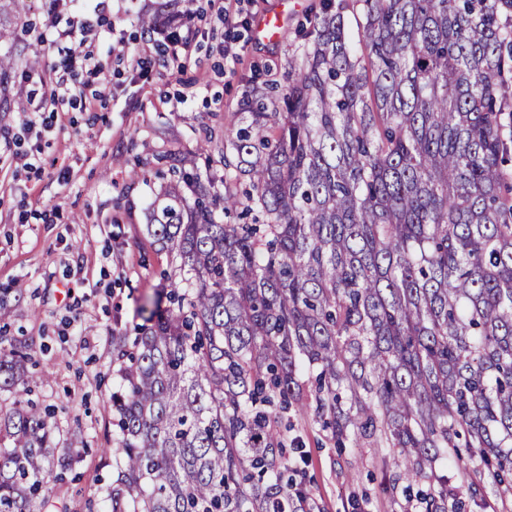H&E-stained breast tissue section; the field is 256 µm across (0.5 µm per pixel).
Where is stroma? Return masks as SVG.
<instances>
[{
	"instance_id": "1",
	"label": "stroma",
	"mask_w": 512,
	"mask_h": 512,
	"mask_svg": "<svg viewBox=\"0 0 512 512\" xmlns=\"http://www.w3.org/2000/svg\"><path fill=\"white\" fill-rule=\"evenodd\" d=\"M320 0H239L231 24L218 21L225 0H197L200 15L190 64L175 73L159 65L140 75L138 58L153 54L136 23L116 18L105 0L87 43L94 58L109 50L126 61L108 63L100 84L83 88L87 109L63 104L52 128L25 137L22 119L29 98L53 89L46 0H34L16 25L25 29L31 51L41 58L28 79L12 84L13 110L0 126L19 139V152L37 154L40 171L17 158L0 161V291L22 288L24 299L11 313L9 336L29 342V371L43 372L30 391L0 392V404L33 399L50 413L57 447L68 462L60 479L49 480L40 512H106L120 433L112 394L123 379L124 361L113 358L116 342L133 346L141 332L142 306L163 296L179 272L172 254L145 231L144 212L161 191L156 156L166 149L196 156L199 171L219 177L227 146L224 127L238 111L257 75L283 82L284 67L301 23ZM278 12L287 20L278 38L258 39L254 29ZM235 40L236 62L224 58ZM185 101L172 111L175 97ZM211 134L206 155L197 147ZM139 178H131V171ZM299 445L289 463L305 474L315 512H410L402 489L392 487L393 464L375 448H339L315 418L294 417L289 433ZM441 474L463 512H512L488 478L445 465ZM482 491L473 494V483Z\"/></svg>"
}]
</instances>
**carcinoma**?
<instances>
[{"instance_id": "carcinoma-1", "label": "carcinoma", "mask_w": 512, "mask_h": 512, "mask_svg": "<svg viewBox=\"0 0 512 512\" xmlns=\"http://www.w3.org/2000/svg\"><path fill=\"white\" fill-rule=\"evenodd\" d=\"M358 2V43L322 0L285 92L245 95L224 193L158 157L147 231L179 281L114 346L107 512H311L290 411L391 455L417 512H448V456L512 491V0ZM29 8L0 0V43ZM21 383L15 349L0 392ZM55 450L47 415L0 405V512H37Z\"/></svg>"}]
</instances>
